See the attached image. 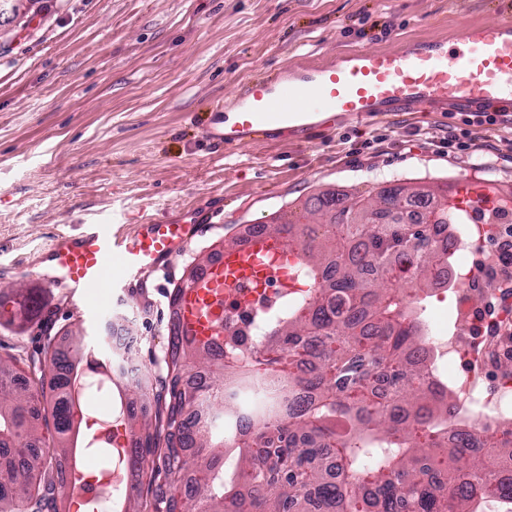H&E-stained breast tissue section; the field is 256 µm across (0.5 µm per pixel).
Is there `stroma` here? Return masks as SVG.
Returning a JSON list of instances; mask_svg holds the SVG:
<instances>
[{"label": "stroma", "mask_w": 512, "mask_h": 512, "mask_svg": "<svg viewBox=\"0 0 512 512\" xmlns=\"http://www.w3.org/2000/svg\"><path fill=\"white\" fill-rule=\"evenodd\" d=\"M497 0H43L31 22L0 15V358L28 367L46 335L82 331L110 357L108 332L125 321L146 376L161 373L170 295L193 258L312 194H351L399 179L455 184L464 176L512 191V101L503 124L473 130L464 155L439 148L459 121L454 99L417 101L366 124L334 114L308 135L283 132L241 149L206 138L214 112L245 85L352 51H400L453 41L499 22ZM198 208L201 232L182 255L109 293L88 316L49 284L47 251L96 220L133 232ZM39 314L18 315L16 291ZM86 302V303H87Z\"/></svg>", "instance_id": "obj_1"}]
</instances>
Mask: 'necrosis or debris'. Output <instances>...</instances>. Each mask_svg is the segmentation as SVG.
Here are the masks:
<instances>
[{"instance_id":"1","label":"necrosis or debris","mask_w":512,"mask_h":512,"mask_svg":"<svg viewBox=\"0 0 512 512\" xmlns=\"http://www.w3.org/2000/svg\"><path fill=\"white\" fill-rule=\"evenodd\" d=\"M434 242L449 254L465 250L470 261L452 260L437 270L435 292L450 293L452 325L441 332L428 321L424 347L428 352V378L435 388H448L456 411L448 419L449 430L467 429L473 436H490L512 423V225L485 224L480 213L460 215L449 234H437ZM273 288L237 289L224 305V334L212 349L223 353L232 337L245 352L262 343L255 331L258 313L278 309Z\"/></svg>"}]
</instances>
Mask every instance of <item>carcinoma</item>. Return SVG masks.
I'll list each match as a JSON object with an SVG mask.
<instances>
[{
	"label": "carcinoma",
	"mask_w": 512,
	"mask_h": 512,
	"mask_svg": "<svg viewBox=\"0 0 512 512\" xmlns=\"http://www.w3.org/2000/svg\"><path fill=\"white\" fill-rule=\"evenodd\" d=\"M426 207L420 234L399 216L403 203ZM314 225L284 215L266 232L303 262L292 287L298 302L263 321L277 324L267 338L275 357L241 356L229 345L224 369L239 382L260 374L283 384L287 396L263 407L245 431L218 436L192 422L203 401L236 413V400L198 384L210 372V342L171 336L161 377L128 384L116 361L97 360L71 336L61 353L56 337L44 351L55 369L54 461L75 458L74 441L102 460L99 471L71 477L95 510L112 501L114 471L127 468L147 481L163 473L155 512H482L489 499L512 505V486L494 466L500 436L454 440L448 432L452 398L427 382L420 321L409 304L433 287L435 268L448 257L430 248L432 231L445 233L463 211L448 204V186L411 190L384 181L375 194L354 199L334 192L309 198ZM14 365L0 360V512H59L63 487L53 465L42 467L36 394L13 385ZM118 390L123 409L88 424L85 391ZM130 434L133 451L119 448L114 429Z\"/></svg>",
	"instance_id": "carcinoma-1"
}]
</instances>
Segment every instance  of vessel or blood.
Listing matches in <instances>:
<instances>
[{
    "label": "vessel or blood",
    "mask_w": 512,
    "mask_h": 512,
    "mask_svg": "<svg viewBox=\"0 0 512 512\" xmlns=\"http://www.w3.org/2000/svg\"><path fill=\"white\" fill-rule=\"evenodd\" d=\"M448 96L487 105L512 98V14L464 30L451 48L433 41L403 51H360L331 66L252 83L230 131L214 127L209 135L244 148L259 133L270 137L283 129L313 128L323 112L363 123L409 101ZM504 196L497 184L472 178L460 179L453 189L454 201L475 207L493 206ZM200 222L191 211L165 224L145 222L130 237L92 225L50 251L52 281L79 298L96 288L120 287L126 278L179 255ZM281 257L279 239L266 233L226 248L200 281L183 291L178 315L189 339L204 341L220 333L225 290L259 273H279Z\"/></svg>",
    "instance_id": "obj_1"
}]
</instances>
